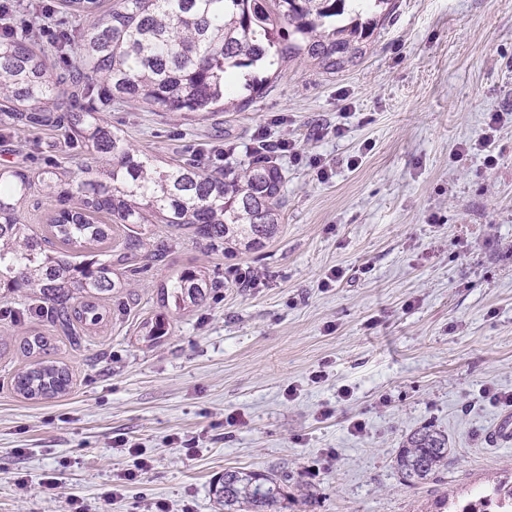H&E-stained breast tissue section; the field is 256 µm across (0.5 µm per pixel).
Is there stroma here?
I'll list each match as a JSON object with an SVG mask.
<instances>
[{"label": "stroma", "instance_id": "35a3bbf8", "mask_svg": "<svg viewBox=\"0 0 512 512\" xmlns=\"http://www.w3.org/2000/svg\"><path fill=\"white\" fill-rule=\"evenodd\" d=\"M370 15L354 64L327 75L272 58L239 78L241 111L107 108L141 153L209 169L218 145L243 159L261 130L294 142L278 157L284 220L263 248L228 253L149 225L166 258L126 278L76 346L49 316L17 318L26 299L0 292V512H69L70 498L94 502L118 482L112 512H219L212 485L233 468L290 476L286 512H432L512 469V442L488 437L503 410L483 395L512 393V0H396L392 16ZM492 112L507 119L489 168L475 145ZM6 166L33 179L109 169L55 126L1 133ZM184 268L219 288L186 307L164 300L161 283ZM151 320L164 335L147 336ZM37 333L72 375L65 395L13 390ZM425 425L447 434L450 464L410 486L395 460ZM118 438L151 459L129 482Z\"/></svg>", "mask_w": 512, "mask_h": 512}]
</instances>
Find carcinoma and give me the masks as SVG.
Instances as JSON below:
<instances>
[{
    "label": "carcinoma",
    "mask_w": 512,
    "mask_h": 512,
    "mask_svg": "<svg viewBox=\"0 0 512 512\" xmlns=\"http://www.w3.org/2000/svg\"><path fill=\"white\" fill-rule=\"evenodd\" d=\"M84 20L76 35L55 48L57 56L79 49L77 65L63 79L29 36L0 39V125L7 128L60 123L66 140L112 163L108 180L84 169V178L65 184L46 170L39 187L60 208L39 236L17 207L31 184L26 174L0 168V289L22 292L50 312L63 329L98 325L107 314L104 296L123 287L116 271L134 276L136 261H159L162 245L147 247L144 232L130 230L112 246V225L151 224L192 229L219 249L236 242L259 249L282 223L285 174L274 146L254 142L247 161L214 169L173 160L160 167L112 128L98 108L80 100L97 94L101 106L137 101L156 112H222L235 89V75L256 67L271 52L307 54L326 74H336L363 53L373 25H331L348 0H62ZM109 215L106 224L100 216ZM79 247L73 262L67 250ZM219 283L190 268L161 284V295L180 305L197 304ZM69 369L38 363L18 374L14 391L26 399L66 393ZM448 436L433 427L409 433L396 458L402 480L415 485L448 470ZM288 476L226 470L215 487L224 512H281ZM476 501L436 503L435 512H512V480L488 486Z\"/></svg>",
    "instance_id": "1"
}]
</instances>
